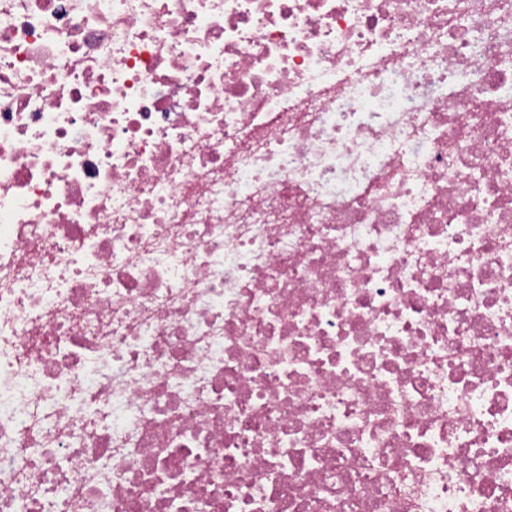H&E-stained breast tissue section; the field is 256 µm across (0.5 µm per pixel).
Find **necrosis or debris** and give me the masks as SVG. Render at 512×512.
<instances>
[{"label": "necrosis or debris", "mask_w": 512, "mask_h": 512, "mask_svg": "<svg viewBox=\"0 0 512 512\" xmlns=\"http://www.w3.org/2000/svg\"><path fill=\"white\" fill-rule=\"evenodd\" d=\"M0 512H512V0H0Z\"/></svg>", "instance_id": "4bbe7bcc"}]
</instances>
